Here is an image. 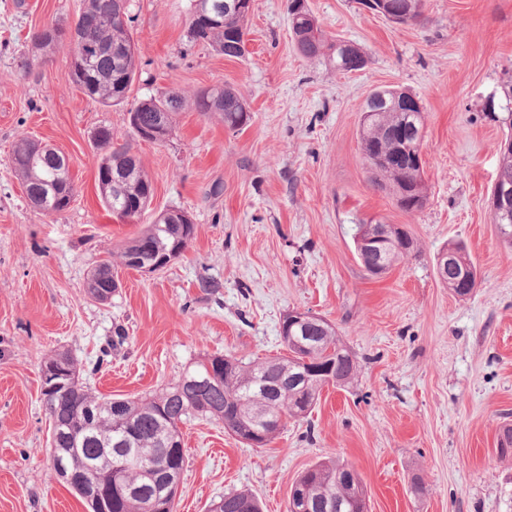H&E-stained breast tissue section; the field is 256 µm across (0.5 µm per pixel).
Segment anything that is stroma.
<instances>
[{
  "mask_svg": "<svg viewBox=\"0 0 512 512\" xmlns=\"http://www.w3.org/2000/svg\"><path fill=\"white\" fill-rule=\"evenodd\" d=\"M190 3L132 0L141 70L125 103L108 108L72 83L67 46L31 74L19 68L33 33L74 21L84 0H0V512H87L44 475L45 354H71L95 394L133 399L209 355H282L281 320L295 310L335 325L360 360L356 379L324 387L307 418L261 448L219 421L188 418L175 512H208L241 490L263 512H287L298 475L329 459L357 471L368 512H512V458L496 449L512 414V245L489 207L506 126L487 107L512 80V0H425L409 24L358 0H308L328 40L363 52L364 68L348 74L297 54L288 0H254L236 59L187 42ZM218 84L242 94L248 126L229 129L190 105L166 143L132 132L127 111L146 96ZM384 86L423 106L428 201L417 212L374 185L361 154V109ZM103 125L153 182L132 224L100 198L94 132ZM24 136L68 157L76 195L67 210L49 215L28 201L9 165ZM171 207L194 221L188 248L155 272L118 268L119 291L92 298L87 279L109 250ZM358 224L398 225L417 249L373 276L355 252ZM457 242L479 275L467 297L436 272L438 252ZM119 326L127 339L116 349Z\"/></svg>",
  "mask_w": 512,
  "mask_h": 512,
  "instance_id": "stroma-1",
  "label": "stroma"
}]
</instances>
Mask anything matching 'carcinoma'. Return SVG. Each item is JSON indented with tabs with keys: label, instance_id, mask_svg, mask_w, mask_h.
I'll return each instance as SVG.
<instances>
[{
	"label": "carcinoma",
	"instance_id": "1",
	"mask_svg": "<svg viewBox=\"0 0 512 512\" xmlns=\"http://www.w3.org/2000/svg\"><path fill=\"white\" fill-rule=\"evenodd\" d=\"M211 14L224 16V21L202 25L193 31L195 16H190L186 38L190 43L210 45L217 53L230 58L236 36L246 33L251 0H240L234 8L226 4L234 0H205ZM302 0H288V17L297 53L306 60H314L327 53L336 63V72H343L346 61L336 43L327 41L324 31L315 17L303 19L295 16ZM119 10L118 0H85V7L78 17L81 25L82 46L70 50L76 56L70 66L72 82L84 94L104 107H112L127 99L138 72V57L126 47L134 44L130 23L115 21ZM67 27L51 22L44 25L32 37L31 55L21 60V68L30 72L44 53L63 43ZM406 91L396 88H380L367 98L360 123L359 138L364 159L379 155L391 156L394 163L375 172L374 184L381 190L391 191L396 206L405 212L420 211L427 201V185L423 178V164L413 153L422 151L424 142V113L408 112L398 102ZM240 92L230 86H214L195 94L193 105L199 112H211L220 117L230 129H241L251 118L244 117ZM185 96L175 90H166L142 100L129 110L139 122L148 127L161 111L169 112V122L184 109ZM98 147L107 150L102 161L112 166V171L125 173L124 194L143 200L149 206L152 197L147 191L152 182L139 158L132 154L127 144L115 145L112 128L100 126L95 132ZM33 143L21 139L15 143L10 164L21 179L27 198L43 194L49 184L62 185L70 190L75 186L69 170H60L54 160L42 164L40 178L29 176ZM194 237V227L188 224L153 223L135 237L123 242L110 252L126 268H135L133 258L141 257L152 263L158 258L182 247L187 248ZM416 249L389 246L381 255L357 253L365 267L374 265V275L381 276L401 258ZM448 249L457 255L456 267L448 269L443 283L457 296L465 297L471 289L463 287L461 278L475 280L478 273L465 247L451 244ZM96 287L92 295L101 299L99 289L111 290L115 276L112 260L99 264L92 273ZM288 354L254 364H245L232 357L229 371H216V381L207 387L184 382L188 377L206 373L205 361L187 369L174 383L160 393L139 400H105L82 385L51 399L53 412L60 421L77 418L75 430L63 433L58 447L68 449V466L76 473H84L88 466L99 465L100 449L109 437L127 433L130 447L140 449V457L122 474V480L132 486L131 495L120 504L119 510L108 512H155L153 500L160 492L164 477L148 476L145 466L157 458L171 455L167 447V434L178 429L189 416L200 414L224 423V429L232 436L246 435L254 428V413H260L272 422L265 443H271L287 419H300L316 405L322 389L327 385L344 387L350 384L359 370V361L340 340L336 328L328 321L311 330L307 327L292 328L286 344ZM306 374L299 386L289 381L287 367ZM41 368H56L80 375V367L69 354L53 353L44 358ZM344 473L358 488L363 484L356 472L338 460H326L312 465L299 477L304 493L321 503L326 498L343 493L336 487V473ZM220 512H261L259 499L250 491L242 490L225 495L219 500Z\"/></svg>",
	"mask_w": 512,
	"mask_h": 512
}]
</instances>
